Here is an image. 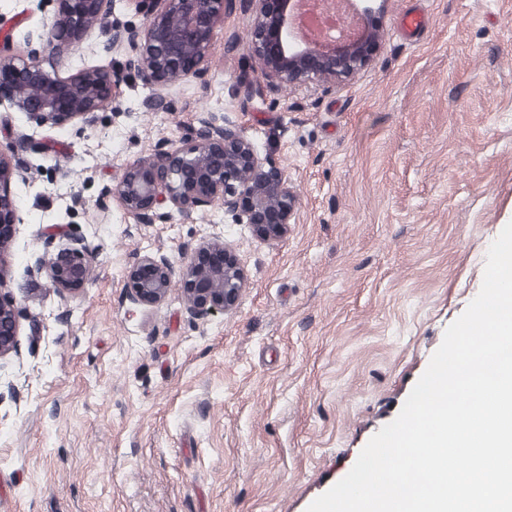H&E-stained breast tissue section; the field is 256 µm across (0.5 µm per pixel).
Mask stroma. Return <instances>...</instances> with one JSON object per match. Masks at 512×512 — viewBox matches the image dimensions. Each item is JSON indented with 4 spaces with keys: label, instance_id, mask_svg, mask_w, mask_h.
Here are the masks:
<instances>
[{
    "label": "stroma",
    "instance_id": "1",
    "mask_svg": "<svg viewBox=\"0 0 512 512\" xmlns=\"http://www.w3.org/2000/svg\"><path fill=\"white\" fill-rule=\"evenodd\" d=\"M372 59L330 87L271 90L251 52L255 8L217 32L206 82L166 106L97 31L44 68L123 76L98 123H27L0 105V149L25 158L10 286L21 355L0 361V512H306L401 411L447 327L479 293L488 249L512 221V0H375ZM53 0H0L11 53H27ZM429 24L404 40L401 17ZM221 112L295 191L286 237L267 241L222 205L136 224L95 201L127 164ZM85 209H72L74 196ZM247 277L207 321L180 286L153 307L127 299L137 254L183 272L214 232ZM98 244L93 282L68 300L36 271L42 239Z\"/></svg>",
    "mask_w": 512,
    "mask_h": 512
}]
</instances>
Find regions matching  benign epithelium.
I'll use <instances>...</instances> for the list:
<instances>
[{"label":"benign epithelium","mask_w":512,"mask_h":512,"mask_svg":"<svg viewBox=\"0 0 512 512\" xmlns=\"http://www.w3.org/2000/svg\"><path fill=\"white\" fill-rule=\"evenodd\" d=\"M253 1L252 50L273 89L334 83L365 65L377 47V35L358 28L314 47L294 29L298 0H248ZM53 2L54 17L39 35L40 48L0 56V102H10L37 125L79 121L92 126L100 113L112 110L120 94L119 78L101 68L52 77L43 68V52L62 55L97 29L110 48L129 54V65L155 88L143 101L144 109L154 110L164 101L159 90L172 81L206 82L216 30L243 0H128L142 16L140 25L115 20L112 0ZM25 174L24 160L0 149V359L21 355L20 311L9 288L8 259L20 223L14 184ZM110 198L136 224L164 223L174 210L189 216L219 201L225 214L271 241L286 236L295 207L287 175L263 161L243 130L220 112L202 114L192 135L180 144H164L128 164L115 187L104 190L97 207L106 210ZM98 252L99 246L80 237L38 261L36 270L67 298L88 287ZM174 274L167 254L138 256L126 273V295L136 305H158L166 299ZM245 284L244 270L224 237L215 234L190 249L183 293L192 318L206 320L233 310Z\"/></svg>","instance_id":"1"}]
</instances>
